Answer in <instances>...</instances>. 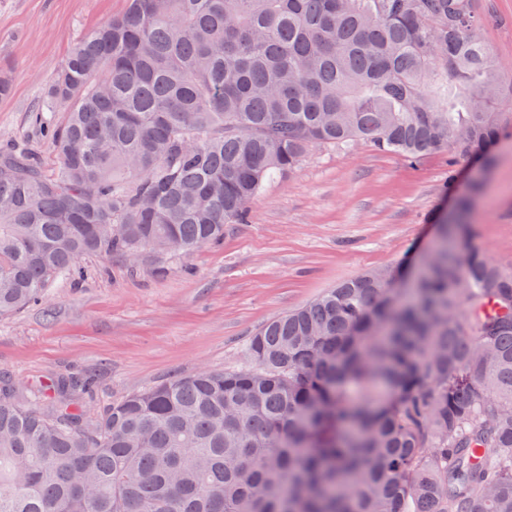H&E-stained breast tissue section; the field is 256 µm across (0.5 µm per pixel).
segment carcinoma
Returning <instances> with one entry per match:
<instances>
[{
    "mask_svg": "<svg viewBox=\"0 0 512 512\" xmlns=\"http://www.w3.org/2000/svg\"><path fill=\"white\" fill-rule=\"evenodd\" d=\"M475 0H127L0 144V317L86 255L224 242L317 146L488 166L512 113ZM461 198L426 265L372 269L199 370L87 414L0 383V512H512V269ZM484 450L476 460L477 450Z\"/></svg>",
    "mask_w": 512,
    "mask_h": 512,
    "instance_id": "1",
    "label": "carcinoma"
}]
</instances>
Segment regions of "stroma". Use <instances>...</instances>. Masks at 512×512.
<instances>
[{"instance_id": "stroma-1", "label": "stroma", "mask_w": 512, "mask_h": 512, "mask_svg": "<svg viewBox=\"0 0 512 512\" xmlns=\"http://www.w3.org/2000/svg\"><path fill=\"white\" fill-rule=\"evenodd\" d=\"M125 0H0V142H41L31 118L68 48ZM485 41L512 78V0H476ZM478 176L472 160L431 153L415 161L376 150L313 149L290 178L267 183L247 223L192 255H90L79 280H56L42 301L0 319V377L20 392L51 377L90 374L85 402L102 412L124 396L202 368L246 367L244 346L268 320L338 282L428 255L459 197L471 199L489 258L512 268V137Z\"/></svg>"}]
</instances>
